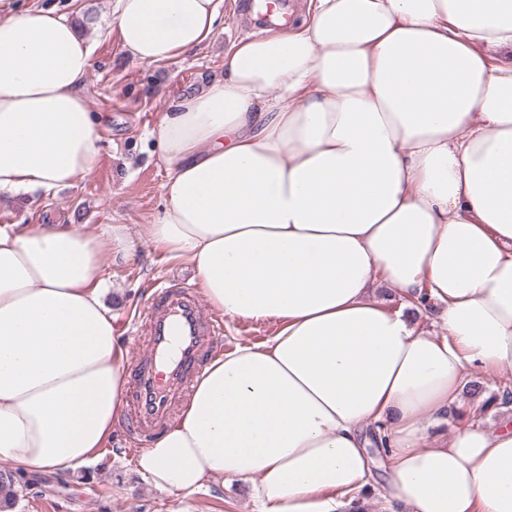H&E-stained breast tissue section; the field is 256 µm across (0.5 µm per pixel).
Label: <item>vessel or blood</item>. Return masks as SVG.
<instances>
[{
  "label": "vessel or blood",
  "mask_w": 512,
  "mask_h": 512,
  "mask_svg": "<svg viewBox=\"0 0 512 512\" xmlns=\"http://www.w3.org/2000/svg\"><path fill=\"white\" fill-rule=\"evenodd\" d=\"M223 333V317L206 310L187 282L156 292L130 341L134 436L148 439L167 427Z\"/></svg>",
  "instance_id": "b4317fda"
}]
</instances>
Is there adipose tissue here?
<instances>
[{"label":"adipose tissue","instance_id":"obj_1","mask_svg":"<svg viewBox=\"0 0 512 512\" xmlns=\"http://www.w3.org/2000/svg\"><path fill=\"white\" fill-rule=\"evenodd\" d=\"M222 4L115 0L121 48L188 55ZM92 53L54 10L0 18V198L92 172ZM156 135L166 204L141 235L195 267L213 308L277 331L210 360L142 480L234 476L261 512H359L371 491L389 512H512V422L448 419L469 369L512 370V0H308L233 44ZM128 237L0 226V457L24 472L68 475L120 420L103 262ZM431 306L435 334L412 317Z\"/></svg>","mask_w":512,"mask_h":512}]
</instances>
